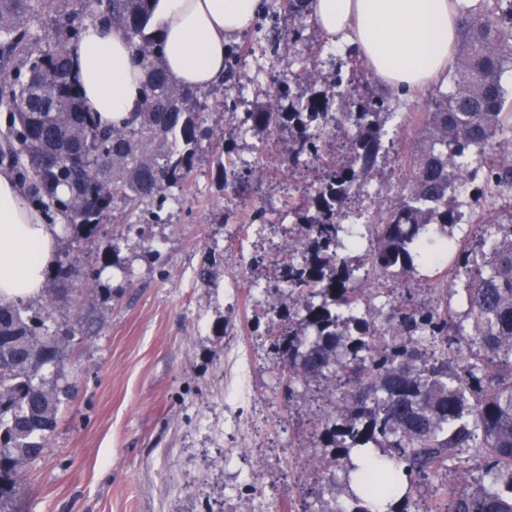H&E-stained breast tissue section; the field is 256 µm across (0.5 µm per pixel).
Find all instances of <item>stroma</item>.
I'll use <instances>...</instances> for the list:
<instances>
[{"label":"stroma","instance_id":"stroma-1","mask_svg":"<svg viewBox=\"0 0 512 512\" xmlns=\"http://www.w3.org/2000/svg\"><path fill=\"white\" fill-rule=\"evenodd\" d=\"M277 19L281 29L300 28L301 38L272 49L269 22L255 19L234 80L212 89L233 109L205 114L224 153L203 148L161 222L119 207L103 217L100 234L64 228L56 259L80 255L82 274L46 325L72 333L58 378L70 396L48 446L22 466L21 512H242L251 501L265 512H303L314 501L334 512L347 503L342 490L320 500L313 493L330 451L310 432L330 397L289 385L271 349L286 327L275 310L288 304L287 291L273 288L276 263L299 236L288 201L319 173L259 161L263 142H287L288 132H256L245 119L272 102L288 111L287 100L272 99L275 82L298 70L311 47L322 48L321 89L347 90L359 78L349 44L327 43L310 18ZM433 89L402 96L386 124L394 146L364 201L401 195L397 173ZM222 170L243 177V196L223 188ZM131 224L139 232H128ZM232 348L253 359L251 372L233 365Z\"/></svg>","mask_w":512,"mask_h":512}]
</instances>
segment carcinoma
<instances>
[{"label":"carcinoma","mask_w":512,"mask_h":512,"mask_svg":"<svg viewBox=\"0 0 512 512\" xmlns=\"http://www.w3.org/2000/svg\"><path fill=\"white\" fill-rule=\"evenodd\" d=\"M159 0H83L60 29L44 25L46 0H0V107L12 114L7 150L32 202L65 223L97 232L118 201L161 220L171 190L190 177L204 140L210 92L174 85L163 65V42L153 18ZM123 33L144 71L143 96L133 121L100 125L85 106L70 53L85 19ZM320 51L299 72L278 81L274 97L291 111L251 112L263 132L292 126L282 153L293 170L317 165L314 194L289 206L304 238L302 258L288 251L274 288L288 290V330L273 338L288 383L324 379L344 389L328 413L320 442L335 449L326 467L345 463L350 507L333 512H409L414 489L466 466L465 486L448 502H422L415 512H512V206L496 203L512 186V94L502 74L512 67V0H477L460 23L452 88L431 97L421 143L403 165L405 192L377 204L363 226L373 240L362 247L344 226L351 198L361 194L389 152L385 123L399 94L371 90L340 98L292 95L291 84L319 79ZM352 124L347 155L323 151L341 123ZM43 149L39 164L31 155ZM481 183L486 221L475 245L456 248L454 228L464 212L456 188ZM448 261L465 275L466 310L456 289L438 275L433 301L387 302L384 326L359 314L384 294L385 282L407 279L421 265ZM81 274L72 257L57 267L48 305L67 299ZM69 336L51 333L28 301L0 303V512H17L19 468L41 454L55 430L61 395L44 370L60 369Z\"/></svg>","instance_id":"cac0c4a2"}]
</instances>
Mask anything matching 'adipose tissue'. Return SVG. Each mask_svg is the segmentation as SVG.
<instances>
[{"mask_svg":"<svg viewBox=\"0 0 512 512\" xmlns=\"http://www.w3.org/2000/svg\"><path fill=\"white\" fill-rule=\"evenodd\" d=\"M473 0H309L307 11L328 42L349 40L386 84L410 89L444 80L453 62L459 20ZM260 0H163V63L173 83L207 89L224 76L229 41L249 29ZM81 95L104 126L130 123L142 97L143 73L118 31L95 22L73 47ZM63 227L47 223L0 175V302L37 297L56 266Z\"/></svg>","mask_w":512,"mask_h":512,"instance_id":"obj_1","label":"adipose tissue"}]
</instances>
